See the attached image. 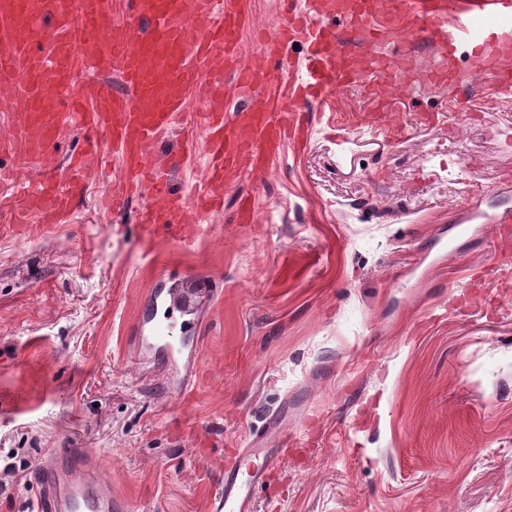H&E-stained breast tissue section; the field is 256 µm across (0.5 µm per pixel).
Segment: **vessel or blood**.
Masks as SVG:
<instances>
[{
  "instance_id": "b4317fda",
  "label": "vessel or blood",
  "mask_w": 512,
  "mask_h": 512,
  "mask_svg": "<svg viewBox=\"0 0 512 512\" xmlns=\"http://www.w3.org/2000/svg\"><path fill=\"white\" fill-rule=\"evenodd\" d=\"M132 20L116 24L112 0H0V112L10 113L21 151L39 160L44 175L21 186L23 211L45 224L71 221L75 195L93 167L103 166L97 135L112 139L126 179L124 194L109 197L124 210L128 195L144 204L137 222L144 239L173 223L191 245L203 217L224 209V195L239 176L266 166L285 139L304 141L310 128L304 104L340 86L364 85L373 93L400 82L387 53L401 23L409 33L434 39L440 52L426 75L427 87L441 93L458 84L451 65L458 50L492 71L489 99L512 97V68L502 50L512 47V0H289L270 32L257 36L261 64H239L243 13L240 0H132ZM341 24L330 25L332 16ZM304 50L302 73L287 98L270 84L269 63L290 61V49ZM218 63L201 86L205 112L207 180L188 198L170 190L168 163L152 158L160 135L186 106L199 66ZM83 65L90 81L76 85L74 68ZM118 73L124 92L98 81ZM234 92L241 105L226 112L224 97ZM79 129L83 146L55 175L51 148L63 128ZM146 347L172 367L194 359L195 347L174 343L164 322L154 323ZM276 459L275 450L247 449L245 471L224 473V487L209 512H250L256 490L266 487L265 468L256 456ZM38 512H125L105 489L102 472L65 448L51 449L33 476Z\"/></svg>"
}]
</instances>
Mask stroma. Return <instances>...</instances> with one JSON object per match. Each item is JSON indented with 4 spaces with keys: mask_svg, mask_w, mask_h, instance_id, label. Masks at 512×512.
Wrapping results in <instances>:
<instances>
[{
    "mask_svg": "<svg viewBox=\"0 0 512 512\" xmlns=\"http://www.w3.org/2000/svg\"><path fill=\"white\" fill-rule=\"evenodd\" d=\"M239 61L260 55L279 0H242ZM397 89H335L304 145L230 186L191 248L144 243L140 199L101 198L91 175L66 224L0 206V457L38 469L83 449L127 512H208L246 448L291 443L252 512H512V229L452 227L468 208L512 211V98L455 65L469 89L418 78L431 42L404 45ZM196 89L158 150L202 137ZM257 221H234L239 195ZM189 300L181 371L141 348L153 291Z\"/></svg>",
    "mask_w": 512,
    "mask_h": 512,
    "instance_id": "1",
    "label": "stroma"
}]
</instances>
